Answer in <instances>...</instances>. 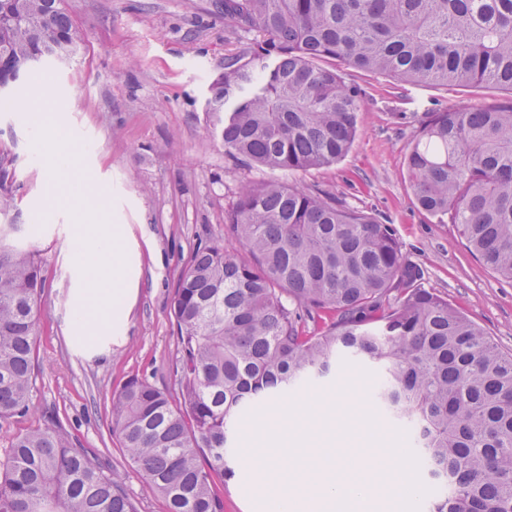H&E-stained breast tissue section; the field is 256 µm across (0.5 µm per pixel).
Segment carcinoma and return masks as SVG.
Returning a JSON list of instances; mask_svg holds the SVG:
<instances>
[{
	"label": "carcinoma",
	"instance_id": "1",
	"mask_svg": "<svg viewBox=\"0 0 512 512\" xmlns=\"http://www.w3.org/2000/svg\"><path fill=\"white\" fill-rule=\"evenodd\" d=\"M224 18L265 36L224 64L208 112L224 152L288 174L341 160L358 135L361 90L347 68L411 83L512 93V0H224ZM65 0H0V84L31 58L80 49ZM0 155V214L14 189ZM406 172L416 204L457 225L512 279V100L434 112ZM18 224H0V418L29 410L44 276ZM225 230L242 253L197 249L170 310L174 392L131 377L112 394V433L167 512H224L216 481L239 418L328 377L347 351L378 366L373 396L416 431L447 487L429 512H512V353L419 286L394 228L329 195L271 180L241 187ZM310 319L306 329L297 308ZM0 512H138L123 475L93 464L61 428L19 435L0 462Z\"/></svg>",
	"mask_w": 512,
	"mask_h": 512
}]
</instances>
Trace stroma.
I'll return each mask as SVG.
<instances>
[{
  "instance_id": "1",
  "label": "stroma",
  "mask_w": 512,
  "mask_h": 512,
  "mask_svg": "<svg viewBox=\"0 0 512 512\" xmlns=\"http://www.w3.org/2000/svg\"><path fill=\"white\" fill-rule=\"evenodd\" d=\"M66 8L82 49L38 95L59 113L63 136L81 145L70 181L101 185L102 212L127 225V245L142 260L139 290L123 345L91 359L71 346L64 314L78 286L68 254L75 219L49 199L45 154L35 143L40 127L27 116L26 97L0 106V150L11 158L17 188L12 215L16 223L37 226L36 234L20 233L19 243L36 250L46 277L30 411L0 420V460L15 437L60 426L94 462L125 471L139 512H166L112 432V394L133 376L173 389L177 340L170 303L179 276L196 249L220 243L237 250L225 232V214L243 183L275 176L228 157L205 110L207 87L225 60L253 51L260 37L225 23L215 0H66ZM344 77L364 100L352 149L332 166L288 176V183L331 192L342 205L392 225L404 260L421 271V286L512 353V280L485 268L455 225L418 209L406 173L407 152L429 113L495 105L512 93L490 85L408 83L351 68ZM375 373V366L346 355L333 377L303 384L295 394L368 398ZM253 432L241 422L224 512L263 510L252 470L267 449L245 444Z\"/></svg>"
}]
</instances>
